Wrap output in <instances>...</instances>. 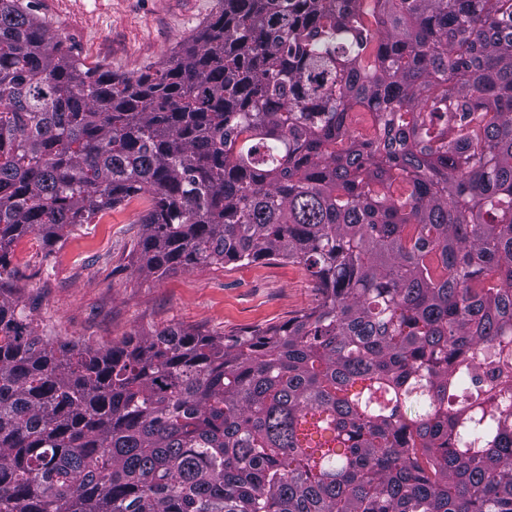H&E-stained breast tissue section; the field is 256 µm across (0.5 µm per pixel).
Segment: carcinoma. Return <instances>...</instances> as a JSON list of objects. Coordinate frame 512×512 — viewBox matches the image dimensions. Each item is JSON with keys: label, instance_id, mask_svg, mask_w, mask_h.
Wrapping results in <instances>:
<instances>
[{"label": "carcinoma", "instance_id": "cac0c4a2", "mask_svg": "<svg viewBox=\"0 0 512 512\" xmlns=\"http://www.w3.org/2000/svg\"><path fill=\"white\" fill-rule=\"evenodd\" d=\"M218 2L130 76L0 0V512H512V0ZM145 192L139 272L317 304L34 335L13 244Z\"/></svg>", "mask_w": 512, "mask_h": 512}]
</instances>
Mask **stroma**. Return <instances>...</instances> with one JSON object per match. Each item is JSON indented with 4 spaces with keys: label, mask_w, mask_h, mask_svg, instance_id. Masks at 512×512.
I'll return each instance as SVG.
<instances>
[{
    "label": "stroma",
    "mask_w": 512,
    "mask_h": 512,
    "mask_svg": "<svg viewBox=\"0 0 512 512\" xmlns=\"http://www.w3.org/2000/svg\"><path fill=\"white\" fill-rule=\"evenodd\" d=\"M34 13L86 65L137 75L160 68L218 8V0H33ZM146 198L82 224L54 246L18 240L15 286L31 330L57 343L109 347L167 327L229 336L281 324L316 305L299 264L196 267L157 279L139 274L136 250Z\"/></svg>",
    "instance_id": "35a3bbf8"
}]
</instances>
